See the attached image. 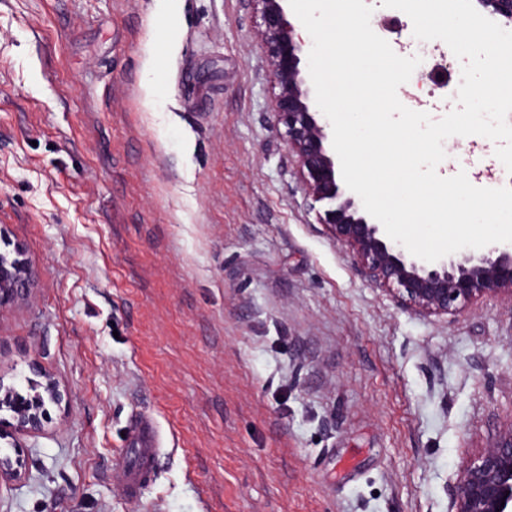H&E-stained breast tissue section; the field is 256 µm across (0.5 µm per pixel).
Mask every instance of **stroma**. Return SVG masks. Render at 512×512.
<instances>
[{"label": "stroma", "instance_id": "stroma-1", "mask_svg": "<svg viewBox=\"0 0 512 512\" xmlns=\"http://www.w3.org/2000/svg\"><path fill=\"white\" fill-rule=\"evenodd\" d=\"M262 29L249 0H0V232L34 276L0 383L64 394L0 432V512H448L512 426V302L427 316L358 273L273 125ZM424 46L401 101L437 120L462 63ZM443 147L469 173L488 144ZM142 417L160 455L131 495Z\"/></svg>", "mask_w": 512, "mask_h": 512}]
</instances>
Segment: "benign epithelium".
<instances>
[{"mask_svg": "<svg viewBox=\"0 0 512 512\" xmlns=\"http://www.w3.org/2000/svg\"><path fill=\"white\" fill-rule=\"evenodd\" d=\"M263 22L262 39L273 67L279 93L272 114L284 125L288 149L294 154L306 193L328 209L321 218L334 241L353 255L360 275L394 294L403 305L426 315L457 312L484 296L512 299V244L497 243L478 255L462 252L426 262L406 255L381 225L360 214V206L345 194L336 179V163L326 148L327 118L312 112L310 91L302 71L304 41L288 19L284 0H252ZM491 17L512 26V0H476ZM29 268L18 258L0 252V308L25 293ZM0 405L12 409L7 426L28 434L42 431L45 399L61 400L50 379L45 394L24 397L4 390ZM452 512H512V426L480 455L463 462L451 490Z\"/></svg>", "mask_w": 512, "mask_h": 512, "instance_id": "benign-epithelium-1", "label": "benign epithelium"}]
</instances>
